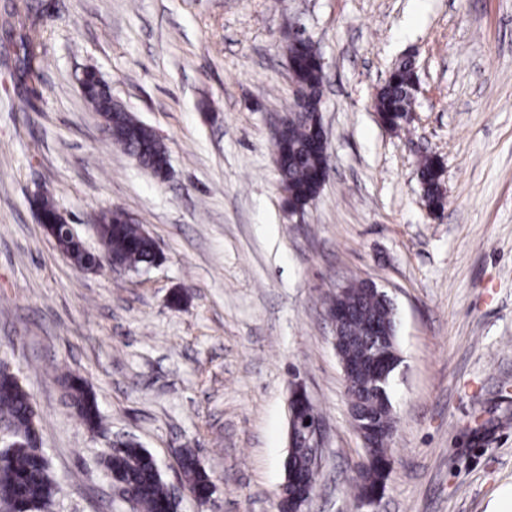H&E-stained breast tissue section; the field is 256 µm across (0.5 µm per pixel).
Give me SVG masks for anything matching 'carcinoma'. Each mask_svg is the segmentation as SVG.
<instances>
[{"mask_svg": "<svg viewBox=\"0 0 512 512\" xmlns=\"http://www.w3.org/2000/svg\"><path fill=\"white\" fill-rule=\"evenodd\" d=\"M300 92L312 103L322 101V70L310 69L301 78ZM82 94L87 106L99 116H105L112 126L109 137L112 144L128 155L139 156L140 166L153 172L160 169L168 159V151L155 132L130 112L112 103V91L101 83L93 73L86 75ZM375 110L400 112L410 107V98L404 88L386 84L375 103ZM307 123L299 120L288 128L286 146L279 160L278 170L281 183L288 185L295 200L302 199L313 183L321 158L313 155L308 147ZM101 251L97 256L103 262L138 269L150 265L157 258V245L153 237L138 224L122 220L118 210L101 213L97 225ZM69 249L71 261L78 268L85 266L86 255L81 248L82 241L75 240L77 234L59 232ZM350 303L357 309L349 323L350 335L357 339H369L372 322H379L383 328L396 333V318L393 307L386 301L367 295L362 289H355L346 295H336L335 305ZM370 384V375H365L364 386L358 388L354 398L365 399L378 414L385 427L395 425L392 413L391 395L385 398L363 396ZM70 406L83 424L92 432L103 427L104 418L97 398L78 377L67 381ZM36 411L31 394L19 380L0 371V418H6L12 426V441L15 448L0 450V505L6 512L29 505L47 507L55 494V481L51 476L43 449L32 445L37 433ZM110 475L133 494L135 512H167L170 491L158 472L157 464L150 452L142 445L129 439L124 448L108 453L103 460ZM179 466L188 487L198 494L208 492L211 475L203 467L196 453L182 450ZM389 472L371 462L349 480L356 500L363 499L377 485L387 484Z\"/></svg>", "mask_w": 512, "mask_h": 512, "instance_id": "1", "label": "carcinoma"}]
</instances>
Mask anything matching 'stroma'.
<instances>
[{"label":"stroma","mask_w":512,"mask_h":512,"mask_svg":"<svg viewBox=\"0 0 512 512\" xmlns=\"http://www.w3.org/2000/svg\"><path fill=\"white\" fill-rule=\"evenodd\" d=\"M31 26L38 79L0 27V361L34 397L57 483L50 512H125L102 458L135 436L178 512H277L288 396L302 381L326 443L306 512H360L362 455L327 302L368 278L397 312V431L378 512H487L512 485V0H0ZM325 60L330 177L289 216L273 126L294 103L286 33ZM413 59L408 123L374 98ZM163 140L166 180L115 147L77 82ZM442 165L426 208L421 156ZM48 194L89 250L120 209L155 239L137 272L74 267L39 224ZM180 303H173V295ZM96 393L89 432L65 381ZM211 473L182 490L180 449Z\"/></svg>","instance_id":"1"}]
</instances>
